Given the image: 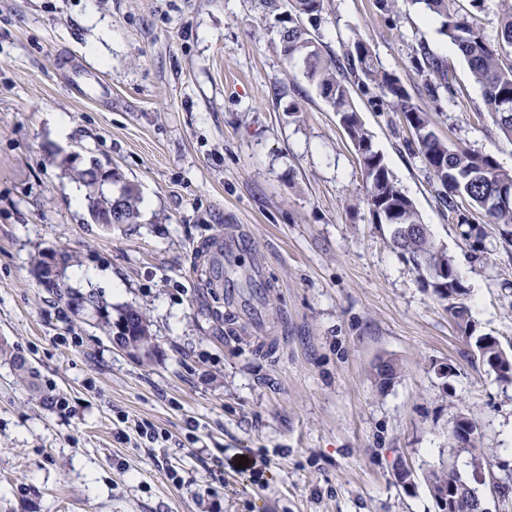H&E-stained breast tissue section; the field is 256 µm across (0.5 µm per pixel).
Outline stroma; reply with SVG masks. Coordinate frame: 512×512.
<instances>
[{
	"label": "stroma",
	"mask_w": 512,
	"mask_h": 512,
	"mask_svg": "<svg viewBox=\"0 0 512 512\" xmlns=\"http://www.w3.org/2000/svg\"><path fill=\"white\" fill-rule=\"evenodd\" d=\"M315 36L339 63L363 39L440 137L512 167L465 63L407 0L390 16L328 0ZM421 40L453 99L419 92ZM350 90L468 290L471 336L512 352V224L464 237L400 114L376 89ZM70 152L137 189V223L108 229L72 204ZM364 187L335 112L255 0H0V343L38 384L0 359V512H435L423 473H471L451 434L463 415L489 476L512 481V383L476 358L388 227L355 208ZM226 234L255 244L235 276L263 266L266 335L205 285L201 249ZM49 250L74 257L61 295L33 265ZM127 306L147 317L152 361L99 322ZM382 359L402 369L384 390ZM399 460L413 484L396 481Z\"/></svg>",
	"instance_id": "35a3bbf8"
}]
</instances>
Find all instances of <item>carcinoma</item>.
Segmentation results:
<instances>
[{
	"instance_id": "carcinoma-1",
	"label": "carcinoma",
	"mask_w": 512,
	"mask_h": 512,
	"mask_svg": "<svg viewBox=\"0 0 512 512\" xmlns=\"http://www.w3.org/2000/svg\"><path fill=\"white\" fill-rule=\"evenodd\" d=\"M265 16L274 21L279 36L280 52L289 65L300 66L305 77L316 86L320 96L339 117V122L352 144L368 145L363 154L361 170L365 181L364 195L359 199L368 208L373 223L381 214L394 213L397 223L391 228L393 249L411 262L417 271L426 274L448 270L446 290L434 289L436 296L448 301V312L458 328L470 333V310L464 303L466 288L444 248L436 242L429 227L423 224L413 202L396 185L384 155L372 146V138L356 110L345 80L336 65L324 58L309 27H318L325 11V0H260ZM429 12L437 32L467 63L470 74L482 93L493 133L512 143V0H501L499 28L495 39L486 37L477 23L476 13L485 8V0H468L464 8L458 0H412ZM347 74L369 80L378 90L381 100L402 115L413 134V143L431 175L444 188L442 201L448 212L459 216L458 224L470 223L461 212L466 203L481 215L484 224H512V170L502 167L490 154L455 146L431 129L428 113L419 108L412 96L393 72L376 67L367 44L357 39L346 52ZM412 67L419 86L434 101L454 95L445 61L435 54L428 43L418 42L412 56ZM89 211L112 202L118 212L117 223L132 224L139 215V195L127 184L119 197L105 194L86 196ZM122 323L128 332L153 352H159L141 311L123 309L116 319L105 317L104 327L112 330L113 323ZM9 355L17 376L34 385L35 372L29 361L18 353ZM399 375L398 364L389 360L375 368V378L386 388ZM477 426H472L468 440L471 451L470 467L481 470L485 457L478 452Z\"/></svg>"
}]
</instances>
